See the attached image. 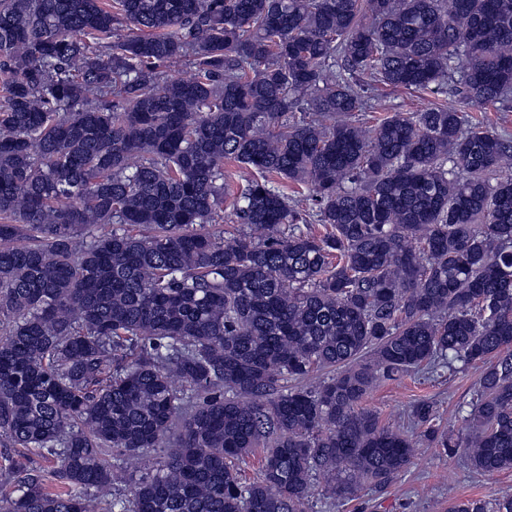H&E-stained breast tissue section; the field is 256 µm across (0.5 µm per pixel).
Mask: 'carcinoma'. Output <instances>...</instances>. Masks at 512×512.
<instances>
[{
  "instance_id": "cac0c4a2",
  "label": "carcinoma",
  "mask_w": 512,
  "mask_h": 512,
  "mask_svg": "<svg viewBox=\"0 0 512 512\" xmlns=\"http://www.w3.org/2000/svg\"><path fill=\"white\" fill-rule=\"evenodd\" d=\"M369 81L506 101L512 0H0V512H305L424 441L512 469V136L447 102L367 127ZM226 159L264 232L232 246ZM456 363L464 439L363 407Z\"/></svg>"
}]
</instances>
